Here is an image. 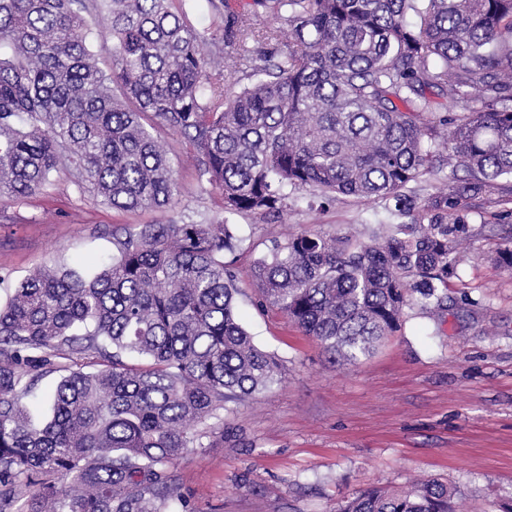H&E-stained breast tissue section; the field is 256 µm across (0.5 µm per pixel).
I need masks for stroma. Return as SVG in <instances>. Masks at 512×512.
Masks as SVG:
<instances>
[{
  "label": "stroma",
  "mask_w": 512,
  "mask_h": 512,
  "mask_svg": "<svg viewBox=\"0 0 512 512\" xmlns=\"http://www.w3.org/2000/svg\"><path fill=\"white\" fill-rule=\"evenodd\" d=\"M250 13L255 57L278 45L276 20L256 0H226L224 13H195L196 27H223ZM177 192L164 210L125 211L78 191L70 170L43 191L0 203V304L33 271L108 260L115 238L141 224L217 219L220 191L201 190L198 158L179 133L158 132ZM470 236L448 276L454 313L408 310L401 330L356 365L325 355L288 317L255 306L251 263L271 237L301 232L368 239L391 216L385 204L337 196L300 199L280 219L242 215L236 313L262 349L281 361L280 383L223 412L204 447L173 468L187 512H336L355 491L442 478L474 507L512 499V269L499 251L512 243V180L461 200Z\"/></svg>",
  "instance_id": "1"
}]
</instances>
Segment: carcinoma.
Returning <instances> with one entry per match:
<instances>
[{
    "label": "carcinoma",
    "instance_id": "cac0c4a2",
    "mask_svg": "<svg viewBox=\"0 0 512 512\" xmlns=\"http://www.w3.org/2000/svg\"><path fill=\"white\" fill-rule=\"evenodd\" d=\"M170 2L0 0L1 201L66 167L107 205L163 209L175 183L156 127L187 139L224 195L223 218L144 224L112 263L39 269L0 307V512H169L176 462L228 404L282 380L235 312L232 217L286 212L301 191L398 202L435 175L428 143L448 132L471 179L430 195L428 223L380 224L366 242L302 232L252 261L259 305L355 364L418 300L447 308L469 233L458 198L512 178V0H270L288 40L264 66L224 56L243 16L219 35L189 22L199 0ZM226 71L247 84L225 88ZM429 88L454 113L430 111ZM54 372L37 426L24 399ZM455 497L435 478L368 486L339 512H457ZM93 40L99 66L110 71L112 69V38L108 30L104 27H95Z\"/></svg>",
    "mask_w": 512,
    "mask_h": 512
}]
</instances>
